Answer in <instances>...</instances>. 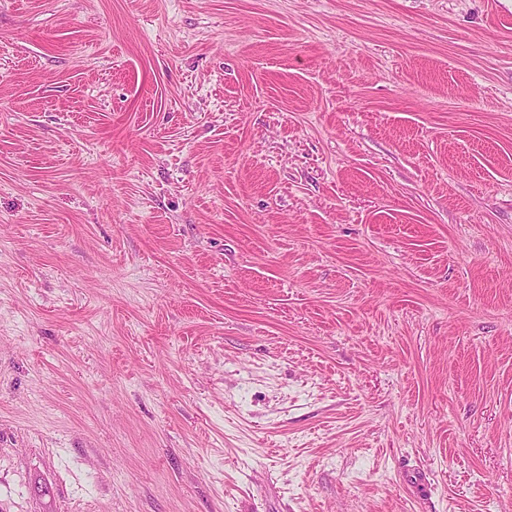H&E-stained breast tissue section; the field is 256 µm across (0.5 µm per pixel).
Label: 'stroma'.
Listing matches in <instances>:
<instances>
[{
    "instance_id": "1",
    "label": "stroma",
    "mask_w": 512,
    "mask_h": 512,
    "mask_svg": "<svg viewBox=\"0 0 512 512\" xmlns=\"http://www.w3.org/2000/svg\"><path fill=\"white\" fill-rule=\"evenodd\" d=\"M0 512H512V0H0Z\"/></svg>"
}]
</instances>
